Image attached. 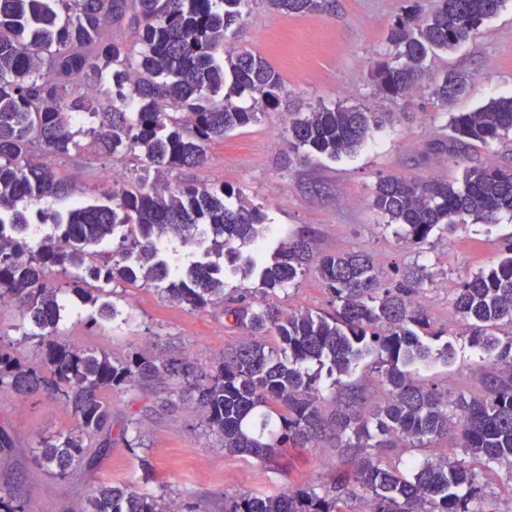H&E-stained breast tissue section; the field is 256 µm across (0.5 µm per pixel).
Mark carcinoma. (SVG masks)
Masks as SVG:
<instances>
[{"mask_svg": "<svg viewBox=\"0 0 512 512\" xmlns=\"http://www.w3.org/2000/svg\"><path fill=\"white\" fill-rule=\"evenodd\" d=\"M251 0H0V298L18 306L22 340L35 341L42 367L22 363L0 336V390H42L62 401L75 419L64 434L35 449L39 464L67 477L92 465L89 443L106 447L112 405L104 392L139 387L164 378H184L197 393L204 426L224 440V450L261 460L289 444L322 437L353 450L359 460L354 484L369 493V512H484L476 458L506 469L512 481V339L496 332L512 326V246L486 270L468 277L453 298L469 342L490 359L479 396L451 397L415 377L422 366L452 359L449 345L434 351L426 311L415 303L423 271L409 266L402 278L382 286L371 257L362 252L317 255L299 235L277 247L265 263L240 248L264 238L267 218L258 207L233 204L231 187L177 185L165 192L150 184L184 167L205 162V146L264 112H277L287 96L283 79L264 58L226 43ZM269 11L319 13L328 0H264ZM423 15L413 6L387 33L393 60L380 64V94L406 99L421 79L428 53L449 50L471 38L502 0H438ZM132 13L142 49L133 57L112 37V25ZM110 68L128 82L100 86L88 98L68 97L77 78ZM470 76L450 72L433 89L446 110L466 92ZM248 96L243 107L238 98ZM83 112L98 124L83 130L73 117ZM391 112L320 104L288 113V148L297 156L339 158L354 153L369 132L390 122ZM450 140L489 144L512 133V97L489 101L471 112L450 113ZM86 135L106 154L132 155L141 167L138 185L101 194L103 202L73 204L50 213L34 200L69 195L45 165L30 163L35 145L49 154L80 148ZM371 207L397 227L411 249L435 232L512 213V166L490 162L466 170L462 184L445 177H386L377 183ZM51 221L53 232L29 235L33 223ZM205 259L172 274L161 242L174 236L184 245L202 243ZM106 241V256L96 247ZM315 267L334 298L331 312L283 314L224 293L228 275H257L261 289L283 288ZM162 286L170 298L194 310L224 307V317L242 333L235 349L208 369L194 370L176 358L134 353L116 359L105 350L60 342L56 333L66 311L65 294L98 307L104 322L119 316L114 283ZM275 332V347L257 337ZM373 358L385 396L366 406L355 392L322 413L321 380L344 376ZM455 434L453 459L425 461L411 471L382 466L372 449L397 441L418 448ZM355 492L288 491L241 495L224 512H342L339 503ZM82 512H179L171 503L102 482Z\"/></svg>", "mask_w": 512, "mask_h": 512, "instance_id": "carcinoma-1", "label": "carcinoma"}]
</instances>
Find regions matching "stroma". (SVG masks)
Wrapping results in <instances>:
<instances>
[{"instance_id":"1","label":"stroma","mask_w":512,"mask_h":512,"mask_svg":"<svg viewBox=\"0 0 512 512\" xmlns=\"http://www.w3.org/2000/svg\"><path fill=\"white\" fill-rule=\"evenodd\" d=\"M415 3L427 12L435 0H334L329 11L292 15L274 14L262 0H254L228 40L273 66L294 106L305 112L321 103L363 105L397 118L372 131L351 155L314 156L298 163L286 159L282 113L268 112L208 145L204 164L182 168L172 180L234 188L245 203L266 212L270 242L305 232L320 253H368L385 283L398 280L405 267L425 266L429 278L418 300L438 333L430 345L438 349L451 343L454 358L422 368L418 378L452 395L476 396L483 390L481 352L455 334L451 299L471 274L496 263L512 244V214L435 233L421 248L408 249L369 202L383 177L440 175L456 181L468 167L490 161L512 164V137L488 145L473 142L456 152L434 151L433 142L448 134L451 112L438 109L431 95L434 85L454 69L472 77L455 111L470 112L512 96V0H503L468 42L429 55L410 100L386 99L371 74L377 62L391 57L388 28ZM31 158L48 165L71 189L68 201H46V208L56 211L98 197L103 173L138 165L134 157L115 159L88 143L66 155L37 149ZM225 292L285 312L332 308L331 295L313 271L272 291L261 290L254 278H236ZM112 299L124 317L108 323L94 321L92 309L72 299L59 325V340L102 348L118 359L140 350L163 352L199 368L221 360L239 341L238 330L227 327L219 306L192 310L167 300L157 287L127 283L115 285ZM21 321L16 305H0V336L15 340L14 353L22 362L41 366L36 344L20 339ZM108 399L111 447L93 466L60 479L39 470L30 450L73 427L70 411L42 391L24 396L0 391V494L16 493L26 512H74L99 482L108 480L168 501L197 504L202 512H224L225 500L241 494L275 495L309 487L321 492L353 476L350 452L328 438L282 448L267 462L225 452L223 441L200 426L194 393L178 381L115 391ZM132 417L140 420L141 430L129 445L120 430ZM452 444L444 437L421 448H378L374 454L384 464L404 468L439 459Z\"/></svg>"}]
</instances>
